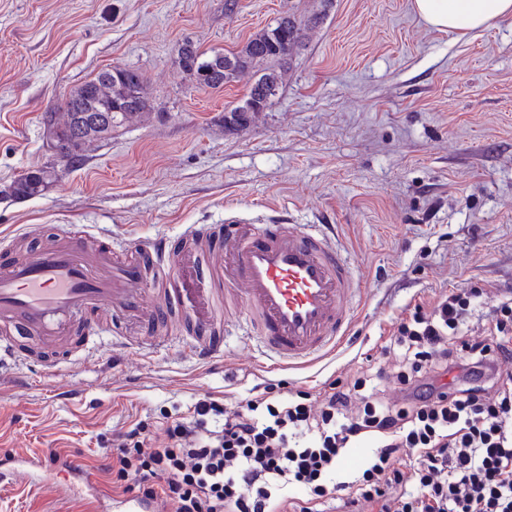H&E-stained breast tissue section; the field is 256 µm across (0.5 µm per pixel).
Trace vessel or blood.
<instances>
[{"label": "vessel or blood", "mask_w": 512, "mask_h": 512, "mask_svg": "<svg viewBox=\"0 0 512 512\" xmlns=\"http://www.w3.org/2000/svg\"><path fill=\"white\" fill-rule=\"evenodd\" d=\"M90 239L81 227L0 260V356L21 359L11 336L59 346L107 307L127 326L179 328L200 359L223 356L218 321L242 316L270 360L301 367L335 353L362 291L341 247L312 224H252L231 214L185 225L179 249L158 237L127 258ZM56 476L87 512H162L159 500L110 493L71 460L58 461Z\"/></svg>", "instance_id": "vessel-or-blood-1"}]
</instances>
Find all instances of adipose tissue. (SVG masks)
Returning a JSON list of instances; mask_svg holds the SVG:
<instances>
[{
	"instance_id": "obj_1",
	"label": "adipose tissue",
	"mask_w": 512,
	"mask_h": 512,
	"mask_svg": "<svg viewBox=\"0 0 512 512\" xmlns=\"http://www.w3.org/2000/svg\"><path fill=\"white\" fill-rule=\"evenodd\" d=\"M428 25L464 36L512 16V0H412Z\"/></svg>"
}]
</instances>
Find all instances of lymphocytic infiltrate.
Here are the masks:
<instances>
[{"label":"lymphocytic infiltrate","mask_w":512,"mask_h":512,"mask_svg":"<svg viewBox=\"0 0 512 512\" xmlns=\"http://www.w3.org/2000/svg\"><path fill=\"white\" fill-rule=\"evenodd\" d=\"M481 294L415 304L386 340L393 373L337 378L315 396L270 384L238 400L207 394L163 438L140 422L121 433L101 469L113 489L138 488L167 512H512V296L479 339L463 327ZM387 379L400 402L387 400ZM368 436L378 448L354 480L339 479Z\"/></svg>","instance_id":"lymphocytic-infiltrate-1"}]
</instances>
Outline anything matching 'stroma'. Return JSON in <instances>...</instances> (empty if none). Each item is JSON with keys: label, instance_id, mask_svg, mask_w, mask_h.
Wrapping results in <instances>:
<instances>
[{"label": "stroma", "instance_id": "obj_1", "mask_svg": "<svg viewBox=\"0 0 512 512\" xmlns=\"http://www.w3.org/2000/svg\"><path fill=\"white\" fill-rule=\"evenodd\" d=\"M292 13L323 21L285 65L278 97L249 125L224 124L251 74L201 90L180 72L184 43L236 51ZM113 66L137 69L152 108L58 167L41 196L0 201V234L42 237L80 224L118 244L220 224H323L363 283L349 335L302 369L265 362L242 323L223 358L187 354L182 337L105 322L79 357L40 358L0 382V458L52 454L98 471L136 422L162 435L166 416L200 395L243 398L271 382L322 391L371 365L415 303L483 290L467 322L512 290V17L461 37L427 25L412 0H0V188L53 161L45 113ZM0 512H82L53 482L0 485Z\"/></svg>", "mask_w": 512, "mask_h": 512}]
</instances>
